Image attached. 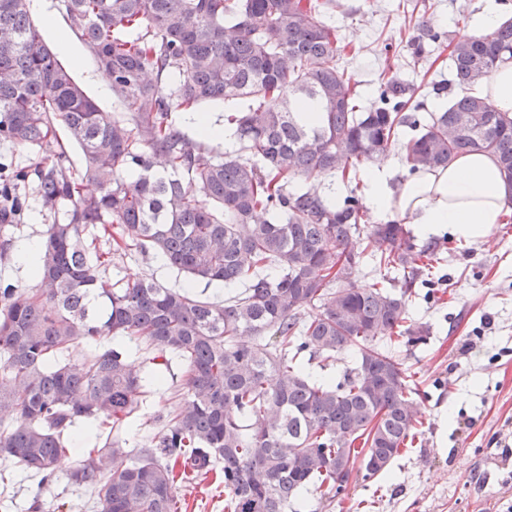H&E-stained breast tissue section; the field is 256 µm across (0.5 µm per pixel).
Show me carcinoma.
<instances>
[{
	"label": "carcinoma",
	"mask_w": 512,
	"mask_h": 512,
	"mask_svg": "<svg viewBox=\"0 0 512 512\" xmlns=\"http://www.w3.org/2000/svg\"><path fill=\"white\" fill-rule=\"evenodd\" d=\"M71 28L112 80L126 115H109L73 80L28 17L27 0H0V142L40 147L62 124L80 146L82 194L65 150L0 184V261L34 179L42 205L68 204L50 224L22 288L0 280V461L48 490L83 422L111 429L133 417L172 359L182 399L153 448L135 454L107 435L69 479L90 485L98 512H178L174 468L224 472L228 512H294L309 486L346 495L355 463L383 477L417 430L401 363L383 336L414 345L430 335L406 323L407 292L447 241L415 243L398 221L368 224L363 197L327 186L399 143L408 173L468 153L497 162L512 187V113L474 88L512 62V17L487 36L448 42L451 79L437 112L408 107L409 87L381 73L376 98L357 103L337 67L345 46L322 17L334 0H63ZM441 34L421 25L414 53ZM222 102L231 148L214 155L169 122L175 108ZM159 255L188 288L150 276L117 286L102 267L129 251ZM370 259L376 282L353 277ZM403 285L388 289V273ZM242 287L224 303L189 291ZM143 341L132 359L118 338ZM76 342L82 366L61 359ZM355 366L335 382L311 370L339 351Z\"/></svg>",
	"instance_id": "cac0c4a2"
}]
</instances>
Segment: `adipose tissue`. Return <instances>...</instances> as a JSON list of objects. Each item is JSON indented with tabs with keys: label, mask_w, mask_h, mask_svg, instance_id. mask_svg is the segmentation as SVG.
Instances as JSON below:
<instances>
[{
	"label": "adipose tissue",
	"mask_w": 512,
	"mask_h": 512,
	"mask_svg": "<svg viewBox=\"0 0 512 512\" xmlns=\"http://www.w3.org/2000/svg\"><path fill=\"white\" fill-rule=\"evenodd\" d=\"M389 166L367 175V202L377 218H408L416 233L429 237L448 229L458 240L487 237L507 213L512 193L495 160L485 154L456 159L447 168L421 170L400 189L389 185Z\"/></svg>",
	"instance_id": "obj_1"
}]
</instances>
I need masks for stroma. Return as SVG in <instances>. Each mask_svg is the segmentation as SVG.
Wrapping results in <instances>:
<instances>
[{
  "instance_id": "35a3bbf8",
  "label": "stroma",
  "mask_w": 512,
  "mask_h": 512,
  "mask_svg": "<svg viewBox=\"0 0 512 512\" xmlns=\"http://www.w3.org/2000/svg\"><path fill=\"white\" fill-rule=\"evenodd\" d=\"M483 6V0H337L330 20L355 46L345 53L343 66L358 98L365 103L374 98L378 76L387 68L413 88V103L436 111L439 101L432 87L451 77L448 51L445 43H435L417 57L409 38L426 21L448 40L459 39L475 25ZM47 9L55 26L46 25L42 14L30 15L45 43L101 111H120L111 91L100 85L94 58L73 32L62 0H47ZM60 31L70 43L65 52L57 44ZM61 148L72 176L82 178L83 152L62 127L56 143L42 151L0 144V157L28 167ZM24 192L28 209L12 235L17 245L43 239L47 225L63 221L66 211L62 205L43 208L33 184H26ZM149 274L173 287L186 282L161 259L133 251L106 269L107 277L125 283ZM433 277L438 295H430V287L418 281L407 305L409 321L428 325L430 334L426 342L399 348L409 383L417 390L419 432L380 480L352 475L346 496L328 512H512V220L481 242L463 245L449 239ZM177 396L172 375L144 396L133 425L122 433L126 449L154 447L155 417ZM78 460L72 453L65 456L51 488L60 512H96L90 489L69 478ZM39 494L36 479L15 464L6 465L0 501L9 503L10 512H28ZM175 494L180 512H224L221 480H180Z\"/></svg>"
}]
</instances>
